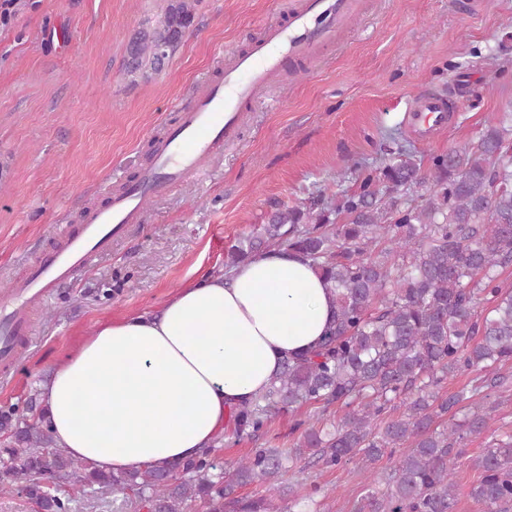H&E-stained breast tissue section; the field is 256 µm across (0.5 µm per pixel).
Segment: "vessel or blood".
I'll list each match as a JSON object with an SVG mask.
<instances>
[{
  "mask_svg": "<svg viewBox=\"0 0 512 512\" xmlns=\"http://www.w3.org/2000/svg\"><path fill=\"white\" fill-rule=\"evenodd\" d=\"M362 13L361 0H300L286 23L267 26L248 48L232 52L223 69L201 82L181 103L178 119L154 146L151 161L123 190L89 209L82 224L43 250L25 277L0 293V367L20 359V345L31 331L36 304L81 273L96 256L109 252L128 225L141 223L147 201L176 182L201 177L225 146L239 139L242 115L265 95L292 63L316 56L339 30ZM450 98L426 91L405 113L410 132L432 143L457 120Z\"/></svg>",
  "mask_w": 512,
  "mask_h": 512,
  "instance_id": "obj_1",
  "label": "vessel or blood"
}]
</instances>
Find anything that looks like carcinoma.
<instances>
[{
  "instance_id": "cac0c4a2",
  "label": "carcinoma",
  "mask_w": 512,
  "mask_h": 512,
  "mask_svg": "<svg viewBox=\"0 0 512 512\" xmlns=\"http://www.w3.org/2000/svg\"><path fill=\"white\" fill-rule=\"evenodd\" d=\"M197 6L168 0L133 38L135 70L127 73L159 72L180 32L194 24ZM359 178V192L334 203L274 208L226 249L233 267L259 251L287 248L312 262L332 289L337 310L328 336L286 360L268 389L229 418L233 437H256L273 417L320 405L318 424H295L303 432L288 453L257 448L219 472L208 448L181 465L108 475L44 452L52 434L32 397L21 409H0V429L12 436L0 448V492L26 475L22 492L41 512H71L55 486L73 477L112 495V512H190L198 502L206 512H277L286 491L280 477L298 463L331 468L397 452L387 491L368 475L356 512H454L458 460L470 438L490 429L495 406L485 399L504 385L498 370L512 362V284L498 281V271L512 265V103L486 121L475 142L433 156L427 172L413 155L389 150ZM339 214L346 223H335ZM465 370L478 372L473 395L439 396ZM333 406L342 414L331 421L325 414ZM35 410L39 419L31 423L27 414ZM475 466L472 500L484 512H506L512 437L484 449ZM254 483L267 495H236Z\"/></svg>"
}]
</instances>
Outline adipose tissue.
<instances>
[{"label": "adipose tissue", "instance_id": "ef3b65f1", "mask_svg": "<svg viewBox=\"0 0 512 512\" xmlns=\"http://www.w3.org/2000/svg\"><path fill=\"white\" fill-rule=\"evenodd\" d=\"M334 310L310 261L282 249L100 323L41 388L54 448L107 474L198 458Z\"/></svg>", "mask_w": 512, "mask_h": 512}]
</instances>
